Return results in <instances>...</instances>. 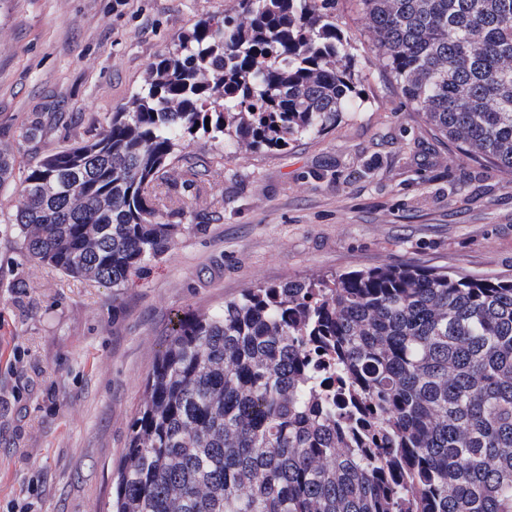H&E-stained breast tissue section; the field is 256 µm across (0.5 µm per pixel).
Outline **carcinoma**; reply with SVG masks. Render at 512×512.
Masks as SVG:
<instances>
[{"instance_id":"1","label":"carcinoma","mask_w":512,"mask_h":512,"mask_svg":"<svg viewBox=\"0 0 512 512\" xmlns=\"http://www.w3.org/2000/svg\"><path fill=\"white\" fill-rule=\"evenodd\" d=\"M335 0H239L160 55L98 136L23 172V257L123 288L199 224L158 189L205 139L278 150L358 98ZM440 136L512 175V0H356ZM15 160L0 148V188ZM112 512H512V278L414 265L188 312L149 371Z\"/></svg>"}]
</instances>
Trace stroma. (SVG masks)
I'll list each match as a JSON object with an SVG mask.
<instances>
[{
    "label": "stroma",
    "mask_w": 512,
    "mask_h": 512,
    "mask_svg": "<svg viewBox=\"0 0 512 512\" xmlns=\"http://www.w3.org/2000/svg\"><path fill=\"white\" fill-rule=\"evenodd\" d=\"M238 0H0V143L17 169L88 139L158 56ZM360 97L280 150L199 140L170 171L195 230L105 288L27 261L0 196V512H109L148 372L177 317L248 288L416 265L512 276V176L433 133L336 0ZM56 114L41 142L25 137Z\"/></svg>",
    "instance_id": "1"
}]
</instances>
